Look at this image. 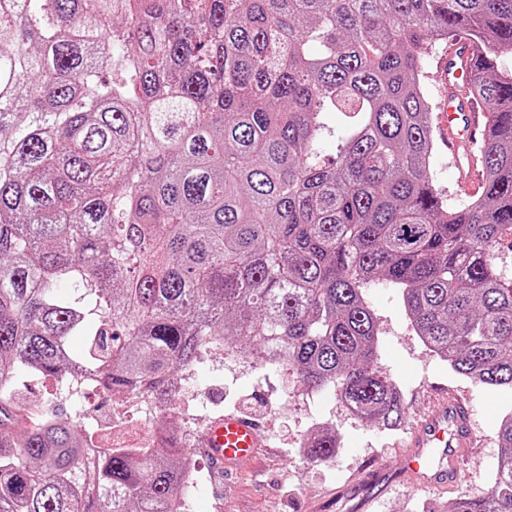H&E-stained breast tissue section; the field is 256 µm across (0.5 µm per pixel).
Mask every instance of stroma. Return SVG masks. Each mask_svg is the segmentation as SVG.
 <instances>
[{"label":"stroma","instance_id":"obj_1","mask_svg":"<svg viewBox=\"0 0 512 512\" xmlns=\"http://www.w3.org/2000/svg\"><path fill=\"white\" fill-rule=\"evenodd\" d=\"M380 332L378 365L396 385L406 414L399 426L385 428L352 416L333 387L304 388L294 370L281 363L254 370L226 359L222 349L207 350L191 372V390L179 401L174 420L144 406L125 425V437L139 442L143 430L166 423L203 431L210 411L244 414L256 410L263 444L255 466L226 472L195 451L202 481L191 492L190 512H450L457 497L485 489L501 454L497 427L512 411V394L461 378L416 336L401 304V291L377 280L365 290ZM17 398L33 419L49 415L110 416L124 399L99 391L67 388L51 378L19 373ZM454 390L469 409L473 446L459 477L438 487L410 482L399 471L412 423L423 419L436 397L435 386ZM328 431L336 453L324 461L307 455L311 438ZM387 476L376 478L375 463Z\"/></svg>","mask_w":512,"mask_h":512}]
</instances>
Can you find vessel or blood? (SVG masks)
I'll return each instance as SVG.
<instances>
[{
    "mask_svg": "<svg viewBox=\"0 0 512 512\" xmlns=\"http://www.w3.org/2000/svg\"><path fill=\"white\" fill-rule=\"evenodd\" d=\"M480 61L471 42L459 38L449 43L438 62L441 98L436 114V139L451 152L459 183L472 191L484 185L473 147L485 139L491 123L489 113L479 109L467 92V80ZM471 438L466 406L455 394H448L413 426L405 462L406 477L414 483L450 482ZM200 443L212 463L224 471L250 467L260 448L255 422L236 414L213 421L203 431Z\"/></svg>",
    "mask_w": 512,
    "mask_h": 512,
    "instance_id": "obj_1",
    "label": "vessel or blood"
}]
</instances>
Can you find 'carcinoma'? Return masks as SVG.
Returning a JSON list of instances; mask_svg holds the SVG:
<instances>
[{
	"mask_svg": "<svg viewBox=\"0 0 512 512\" xmlns=\"http://www.w3.org/2000/svg\"><path fill=\"white\" fill-rule=\"evenodd\" d=\"M457 37L482 52L469 92L492 126L485 186L450 207L423 61ZM503 53L512 0H0V512H172L189 464L167 430L136 452L25 421L21 367L163 411L221 347L399 424L374 280L455 375L512 391ZM497 437L490 484L451 512H512V412Z\"/></svg>",
	"mask_w": 512,
	"mask_h": 512,
	"instance_id": "cac0c4a2",
	"label": "carcinoma"
}]
</instances>
